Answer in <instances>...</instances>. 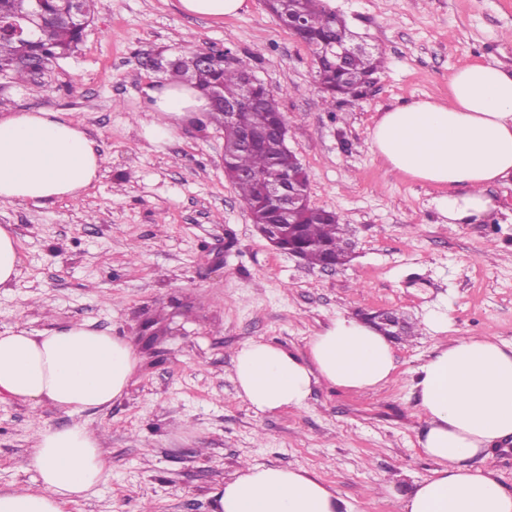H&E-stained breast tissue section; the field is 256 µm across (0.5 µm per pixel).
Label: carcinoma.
Wrapping results in <instances>:
<instances>
[{
	"label": "carcinoma",
	"instance_id": "1",
	"mask_svg": "<svg viewBox=\"0 0 512 512\" xmlns=\"http://www.w3.org/2000/svg\"><path fill=\"white\" fill-rule=\"evenodd\" d=\"M84 19L72 16L73 0H0V23L8 25L27 10L40 14L43 25L35 37L0 36V72L14 83H25L31 69L47 67L66 56L82 38L88 20L94 12L95 0H84ZM268 10L286 22L296 13L309 22L304 33L305 43L317 50L329 40L345 41L349 34L344 20L327 10L324 0H268ZM199 50L190 49L167 68L169 79L191 84L205 96H217L223 101L239 99L245 89L246 76L251 73L250 62L235 57L224 62V52L209 66L197 64ZM383 64L382 56L374 53H355L341 67L327 62L317 65L319 88L330 102L341 104L357 99L364 93V82ZM255 102L238 110L232 120L224 117V106L212 104L208 120L226 130L224 172L237 189L244 209L266 224L294 225L292 243L302 249L303 260L311 267L327 263L342 265L347 261L345 245L350 226L340 223L336 212L312 206L284 213L275 207L265 194L260 177L271 170L279 171L291 185L307 182L303 167L288 159L275 126L285 119L275 96L264 85H255ZM263 127L266 134L257 147H245L239 142L243 130Z\"/></svg>",
	"mask_w": 512,
	"mask_h": 512
}]
</instances>
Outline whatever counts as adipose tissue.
Listing matches in <instances>:
<instances>
[{"mask_svg": "<svg viewBox=\"0 0 512 512\" xmlns=\"http://www.w3.org/2000/svg\"><path fill=\"white\" fill-rule=\"evenodd\" d=\"M447 102L418 100L383 112L368 129L371 150L394 170L446 188L438 209L452 224H471L492 208L486 195L512 179V72L479 61L449 78ZM151 119L143 128L159 142L185 113L208 101L190 86L147 91ZM104 158L81 122L52 110L0 115V202L78 200ZM308 357L262 338L234 358L239 397L258 412L306 407L320 382L356 392L385 383L396 369L386 336L340 316L311 337ZM139 360L119 336L90 323L34 333H0V401L44 402L67 414L109 408L138 372ZM426 421L419 444L431 474L401 499V512H512L506 489L486 461L512 439V345L492 336L455 338L415 372ZM28 468L35 487L0 491V512H66L96 493L107 459L99 433L84 424L39 428ZM213 512H354L335 489L301 468L248 465L212 492Z\"/></svg>", "mask_w": 512, "mask_h": 512, "instance_id": "1", "label": "adipose tissue"}]
</instances>
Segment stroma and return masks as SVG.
Returning a JSON list of instances; mask_svg holds the SVG:
<instances>
[{
	"label": "stroma",
	"instance_id": "1",
	"mask_svg": "<svg viewBox=\"0 0 512 512\" xmlns=\"http://www.w3.org/2000/svg\"><path fill=\"white\" fill-rule=\"evenodd\" d=\"M217 22L178 0H96L83 41L44 76L0 80V111L50 109L81 122L105 161L79 201L1 203L20 243V274L0 288V333L88 322L123 337L140 370L105 411L69 415L0 402V490L35 485L31 437L45 423L102 429L108 470L67 512H212L210 494L244 463L302 468L355 512H400L398 495L434 464L413 373L452 337L512 343V185L497 208L447 224L443 188L393 171L367 141L379 113L444 101L459 67L512 70V0H325L384 65L362 99L327 104L309 47L266 8ZM218 47L247 59L288 120V145L312 206L354 231L355 256L334 270L276 250L225 177L224 131L189 114L169 140L140 124L147 90L164 83L146 56ZM389 309L416 329L393 341L397 369L379 389L316 385L307 408L267 414L239 398L233 358L264 338L306 355L339 316ZM444 332L433 331L437 321Z\"/></svg>",
	"mask_w": 512,
	"mask_h": 512
}]
</instances>
